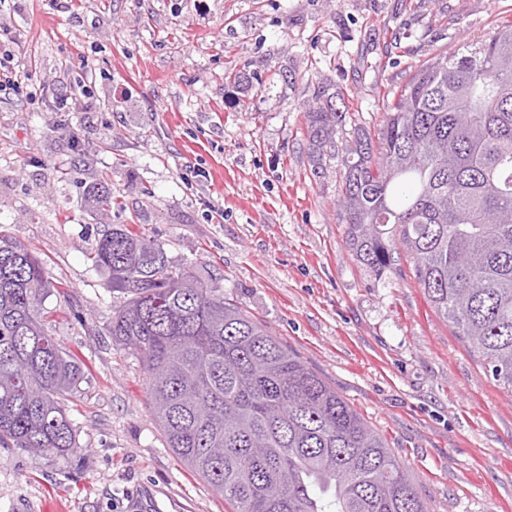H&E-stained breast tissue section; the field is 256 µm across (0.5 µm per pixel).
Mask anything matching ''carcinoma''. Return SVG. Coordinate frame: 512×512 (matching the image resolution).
<instances>
[{
	"instance_id": "1",
	"label": "carcinoma",
	"mask_w": 512,
	"mask_h": 512,
	"mask_svg": "<svg viewBox=\"0 0 512 512\" xmlns=\"http://www.w3.org/2000/svg\"><path fill=\"white\" fill-rule=\"evenodd\" d=\"M312 167L336 158L343 112L320 86ZM346 241L374 275L413 259L435 310L512 392V22L420 66L377 141L342 149ZM102 211L120 208L105 181ZM125 295L109 333L150 379L168 448L232 512H428L386 441L267 326L114 224L92 251ZM44 262L0 233V446L64 455L83 364L46 330Z\"/></svg>"
}]
</instances>
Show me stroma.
<instances>
[{
    "label": "stroma",
    "instance_id": "stroma-1",
    "mask_svg": "<svg viewBox=\"0 0 512 512\" xmlns=\"http://www.w3.org/2000/svg\"><path fill=\"white\" fill-rule=\"evenodd\" d=\"M509 21L512 0H0V232L45 261L47 330L85 365L76 449L0 447V512L229 510L108 334L124 298L86 253L130 219L368 420L429 512H512V394L404 251L380 277L357 260L341 166L313 169L304 119L321 85L346 105L337 146L376 136L414 70ZM103 179L123 212L90 207Z\"/></svg>",
    "mask_w": 512,
    "mask_h": 512
}]
</instances>
